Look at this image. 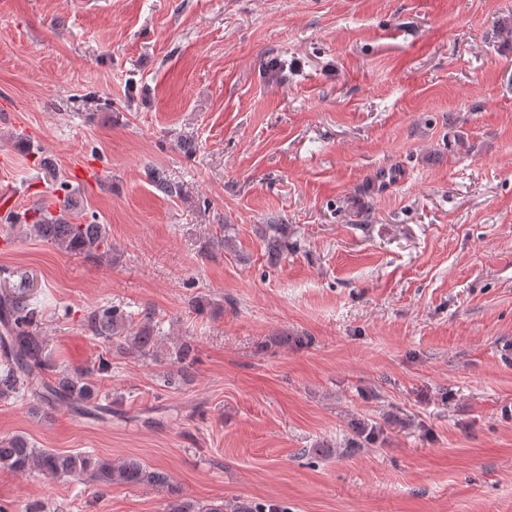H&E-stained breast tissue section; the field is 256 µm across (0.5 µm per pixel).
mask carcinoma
I'll return each instance as SVG.
<instances>
[{
  "instance_id": "obj_1",
  "label": "carcinoma",
  "mask_w": 512,
  "mask_h": 512,
  "mask_svg": "<svg viewBox=\"0 0 512 512\" xmlns=\"http://www.w3.org/2000/svg\"><path fill=\"white\" fill-rule=\"evenodd\" d=\"M71 203L65 200L59 210L50 212L40 207L31 224L13 215L10 228L19 234H33L56 249L89 258H97L111 250L105 224H73L64 218ZM265 247L269 263L275 264L288 249V225H266ZM153 312L144 311L143 323L135 332L126 328L124 311L118 306H100L85 317L88 330L105 342L120 339L117 349L122 354L148 355L154 351ZM41 312L23 294L0 295V398L29 397L45 405L69 404L72 411L96 418L112 413V405L101 402L99 387L92 375L109 368L104 359L92 369H63L46 354L44 339L39 335ZM196 357L191 340L175 345L169 353L171 369L163 372L167 386H175L189 378L188 368ZM0 467L15 472L40 471L49 476H81L87 474L102 489L112 486L151 485L170 489L163 512H267L261 503H240L229 507L224 503H194L171 488L167 473L146 466L137 458L112 462L102 458L59 454L38 448L27 438L16 435L0 440Z\"/></svg>"
}]
</instances>
